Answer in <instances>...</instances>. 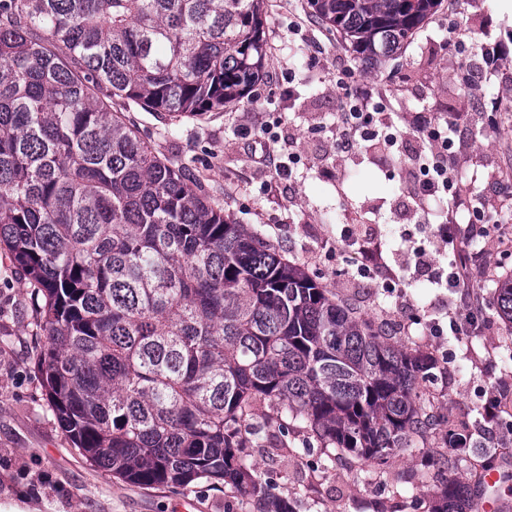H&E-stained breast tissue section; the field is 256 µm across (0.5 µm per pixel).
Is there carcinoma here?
<instances>
[{
	"label": "carcinoma",
	"mask_w": 512,
	"mask_h": 512,
	"mask_svg": "<svg viewBox=\"0 0 512 512\" xmlns=\"http://www.w3.org/2000/svg\"><path fill=\"white\" fill-rule=\"evenodd\" d=\"M308 3L376 62L441 0ZM263 7L0 0V246L41 299L37 369L87 461L143 487L222 483L256 512H294L253 449L292 453L288 436L309 430L324 470L384 463L447 420L419 391L429 355L224 216L114 108L202 119L240 101L259 81ZM494 292L512 324V274ZM488 423L480 406L454 432ZM478 497L447 480L428 512H474Z\"/></svg>",
	"instance_id": "carcinoma-1"
}]
</instances>
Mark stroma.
I'll return each mask as SVG.
<instances>
[{"label": "stroma", "instance_id": "stroma-1", "mask_svg": "<svg viewBox=\"0 0 512 512\" xmlns=\"http://www.w3.org/2000/svg\"><path fill=\"white\" fill-rule=\"evenodd\" d=\"M265 57L253 90L205 119L134 106L126 118L155 152L186 166L226 214L282 249L366 318L388 324L401 343L437 361L439 410L456 428L488 398L508 410L464 448L457 467H423L413 448L386 464L346 462L318 468V449L253 461L296 512H426L444 479L470 483L476 465L512 459V365L502 352L512 336L490 308L489 280L512 270V10L502 0H443L393 56L369 64L311 15L308 0H266ZM367 83L396 122L427 112L453 141L457 188L489 223L471 247L467 298L437 287L427 270L404 264L405 247L423 244L441 206L418 208L410 194L416 141L400 149L336 148V122L349 86ZM274 155L293 170L282 179ZM381 239L390 276L363 282L344 225ZM476 313L478 331L453 335L449 321ZM31 288L0 248V512H249L223 487L145 488L103 472L79 454L48 406L35 364L45 339L35 326Z\"/></svg>", "mask_w": 512, "mask_h": 512}]
</instances>
